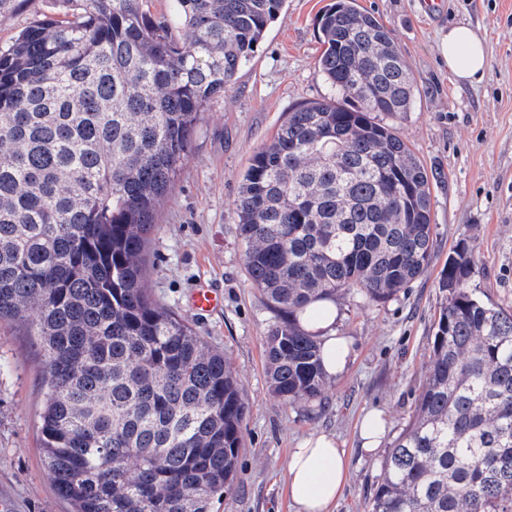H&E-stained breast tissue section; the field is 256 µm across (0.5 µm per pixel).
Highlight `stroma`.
<instances>
[{"label":"stroma","mask_w":512,"mask_h":512,"mask_svg":"<svg viewBox=\"0 0 512 512\" xmlns=\"http://www.w3.org/2000/svg\"><path fill=\"white\" fill-rule=\"evenodd\" d=\"M333 2L287 0L234 87L210 103L145 255L152 295L223 351L247 406L235 490L214 512H295L287 492L290 451L322 433L336 436L350 472L332 512H364L415 406L444 300L440 273L457 243L474 258L469 289L512 312V0H440L434 16L422 0H358L391 29L417 80L414 110L387 122L430 174L434 249L427 272L387 302L337 294L336 330L351 341L353 356L342 375L328 378L322 397L288 404L271 393L265 339L280 314L247 277L235 204L244 171L286 113L336 95L318 70V18ZM60 9L59 0H12L0 11V47ZM457 25L484 38L489 58L469 84L455 82L440 51ZM202 280L224 296L214 311L188 304ZM45 369L29 327L0 323V497L13 501L14 512H67L43 469ZM370 409L381 411L385 425L372 451L359 437Z\"/></svg>","instance_id":"35a3bbf8"}]
</instances>
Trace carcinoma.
<instances>
[{"label":"carcinoma","instance_id":"obj_1","mask_svg":"<svg viewBox=\"0 0 512 512\" xmlns=\"http://www.w3.org/2000/svg\"><path fill=\"white\" fill-rule=\"evenodd\" d=\"M286 0H63L0 50V322L40 337L43 467L70 512H213L234 488L247 407L236 374L146 287L201 115L231 89ZM336 100L288 112L236 200L252 285L283 313L272 392L320 397L299 314L340 292L385 302L431 259L430 176L378 116L419 89L392 32L356 0L318 21ZM460 243L414 413L366 512H512V313L465 288Z\"/></svg>","mask_w":512,"mask_h":512}]
</instances>
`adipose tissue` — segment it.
<instances>
[{
	"label": "adipose tissue",
	"instance_id": "ef3b65f1",
	"mask_svg": "<svg viewBox=\"0 0 512 512\" xmlns=\"http://www.w3.org/2000/svg\"><path fill=\"white\" fill-rule=\"evenodd\" d=\"M441 51L449 71L461 83L480 78L488 66L483 39L469 26L449 29ZM314 318L303 319V327L316 334L321 344L323 366L328 375L341 373L350 350L337 336V310L333 301L314 303ZM345 452L328 435H313L292 450L288 461V494L298 512H331L348 479Z\"/></svg>",
	"mask_w": 512,
	"mask_h": 512
}]
</instances>
